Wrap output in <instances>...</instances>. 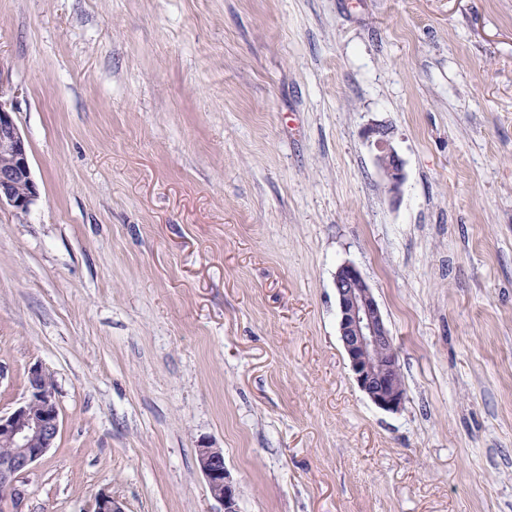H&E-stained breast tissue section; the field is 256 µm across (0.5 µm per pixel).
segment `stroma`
Returning <instances> with one entry per match:
<instances>
[{
  "label": "stroma",
  "instance_id": "stroma-1",
  "mask_svg": "<svg viewBox=\"0 0 512 512\" xmlns=\"http://www.w3.org/2000/svg\"><path fill=\"white\" fill-rule=\"evenodd\" d=\"M0 99L40 192L0 209V412L38 364L61 417L21 512H223L200 447L239 512H512V0H0ZM365 135L377 151L376 162L390 193L397 195L405 176L402 160L392 145L390 128L382 123H373L366 128ZM334 288L339 339L355 383L379 409L399 412L407 395L398 353L372 289L350 262L337 267ZM197 462L211 496L219 501L224 512H238L239 490L230 480L224 466V453L219 448H197Z\"/></svg>",
  "mask_w": 512,
  "mask_h": 512
}]
</instances>
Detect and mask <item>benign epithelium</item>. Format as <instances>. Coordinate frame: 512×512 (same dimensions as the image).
Masks as SVG:
<instances>
[{"mask_svg": "<svg viewBox=\"0 0 512 512\" xmlns=\"http://www.w3.org/2000/svg\"><path fill=\"white\" fill-rule=\"evenodd\" d=\"M376 149V162L391 194L399 193L404 182L403 163L392 145L391 130L373 123L365 130ZM39 190L32 178L26 142L12 112L0 102V208L25 213L35 204ZM334 288L338 309L341 346L358 388L379 409L399 412L407 398L398 381V353L382 310L358 267L344 262L336 268ZM60 432L55 389L46 372L35 365L28 371L27 396L7 415L0 414V443L10 452L0 456V512L3 505L18 504L25 496L20 475L44 457ZM197 462L211 496L224 512H238L239 490L230 480L219 448L196 449ZM94 512H125L107 492L95 497Z\"/></svg>", "mask_w": 512, "mask_h": 512, "instance_id": "7a95c632", "label": "benign epithelium"}]
</instances>
